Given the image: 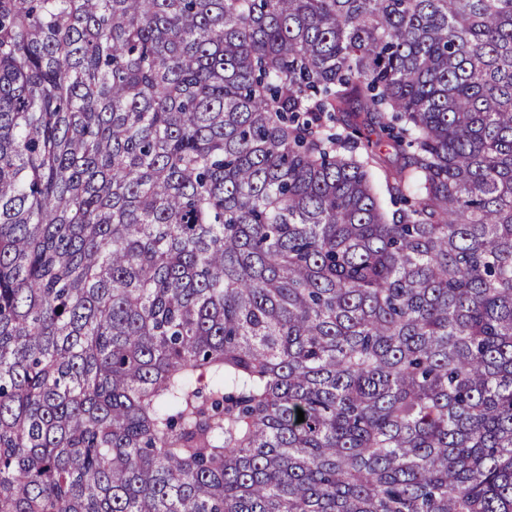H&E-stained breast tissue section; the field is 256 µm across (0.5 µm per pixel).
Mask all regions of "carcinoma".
Returning <instances> with one entry per match:
<instances>
[{
    "mask_svg": "<svg viewBox=\"0 0 512 512\" xmlns=\"http://www.w3.org/2000/svg\"><path fill=\"white\" fill-rule=\"evenodd\" d=\"M0 512H512V0H0Z\"/></svg>",
    "mask_w": 512,
    "mask_h": 512,
    "instance_id": "1",
    "label": "carcinoma"
}]
</instances>
